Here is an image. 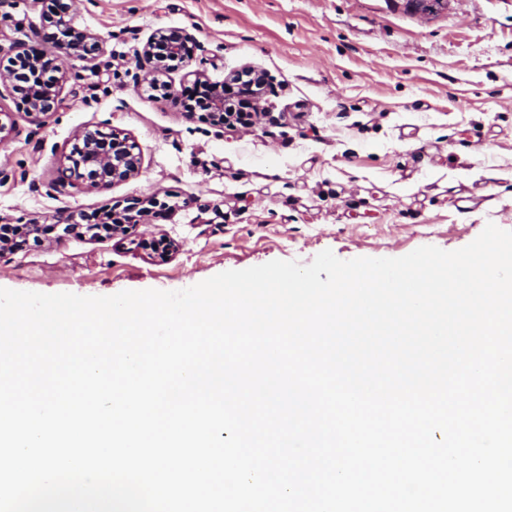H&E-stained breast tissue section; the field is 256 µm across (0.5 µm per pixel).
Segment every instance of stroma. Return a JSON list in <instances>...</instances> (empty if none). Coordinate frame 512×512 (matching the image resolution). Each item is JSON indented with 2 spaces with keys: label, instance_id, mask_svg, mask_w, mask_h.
<instances>
[{
  "label": "stroma",
  "instance_id": "1",
  "mask_svg": "<svg viewBox=\"0 0 512 512\" xmlns=\"http://www.w3.org/2000/svg\"><path fill=\"white\" fill-rule=\"evenodd\" d=\"M53 0H0V53L46 43ZM94 62L64 63L45 126L0 93V225L36 220L38 242L0 259V288L110 296L177 291L273 260L398 258L512 231V0H448L427 19L406 0H87ZM198 41L164 74L176 92L264 72L262 114L219 127L156 96L134 55L158 29ZM133 143L135 177L59 182L75 131ZM167 204L129 235L64 234L61 210L101 215Z\"/></svg>",
  "mask_w": 512,
  "mask_h": 512
}]
</instances>
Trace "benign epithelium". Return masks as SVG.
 <instances>
[{"instance_id": "7a95c632", "label": "benign epithelium", "mask_w": 512, "mask_h": 512, "mask_svg": "<svg viewBox=\"0 0 512 512\" xmlns=\"http://www.w3.org/2000/svg\"><path fill=\"white\" fill-rule=\"evenodd\" d=\"M76 0H64L54 25L68 28L69 37H56L47 44L39 54H33L22 47L15 46V54L7 62L0 61V86L18 95L27 106V114L38 122H43L61 107L63 98L59 90L34 98L27 94L25 81L36 76L40 83H45L44 69L54 68L60 73L57 81L67 80L61 61L68 57L85 58L89 61L96 59L99 51L98 37L86 32H75L69 29V16ZM447 6V0H409L410 9L421 16H436ZM194 39L185 29H159L153 34L142 50L136 52L137 68L149 79V85L154 90H166L168 85L159 80V74L179 64L189 61L183 53L184 46ZM166 45L167 53L159 55L155 51L158 43ZM204 87L209 91L207 113L219 124L224 123V83L208 82ZM77 141L75 150L81 153L82 160L70 169L61 170V179L68 178L73 173L74 178L85 183L87 188L96 190L135 176L139 172V159L131 148L115 150L110 147L108 138H100V132L88 128L75 131ZM15 237L5 239L0 236V257L12 254L22 247V242L31 235H38L40 225L18 224L14 226Z\"/></svg>"}]
</instances>
